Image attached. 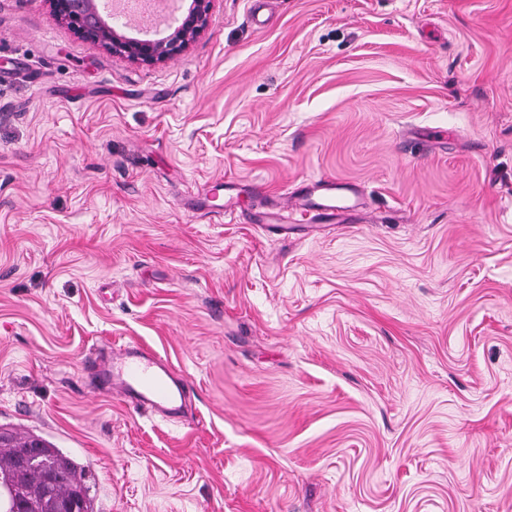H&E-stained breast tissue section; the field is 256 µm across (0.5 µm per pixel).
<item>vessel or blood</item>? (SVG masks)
Returning <instances> with one entry per match:
<instances>
[{
    "label": "vessel or blood",
    "instance_id": "1",
    "mask_svg": "<svg viewBox=\"0 0 512 512\" xmlns=\"http://www.w3.org/2000/svg\"><path fill=\"white\" fill-rule=\"evenodd\" d=\"M322 198L309 201L310 219L322 223L342 215L336 206V183L322 181ZM94 388L97 392L120 396L130 405L147 409L164 418L179 417L193 386L174 374L154 352L137 344L112 352L97 360Z\"/></svg>",
    "mask_w": 512,
    "mask_h": 512
}]
</instances>
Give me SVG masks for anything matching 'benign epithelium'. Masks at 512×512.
I'll list each match as a JSON object with an SVG mask.
<instances>
[{"mask_svg":"<svg viewBox=\"0 0 512 512\" xmlns=\"http://www.w3.org/2000/svg\"><path fill=\"white\" fill-rule=\"evenodd\" d=\"M212 0H189L177 25L154 38L136 35L128 21L112 16L107 0H48L57 21L80 37L135 64L159 65L186 52L207 30Z\"/></svg>","mask_w":512,"mask_h":512,"instance_id":"1","label":"benign epithelium"}]
</instances>
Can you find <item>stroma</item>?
<instances>
[{
	"label": "stroma",
	"mask_w": 512,
	"mask_h": 512,
	"mask_svg": "<svg viewBox=\"0 0 512 512\" xmlns=\"http://www.w3.org/2000/svg\"><path fill=\"white\" fill-rule=\"evenodd\" d=\"M132 343L180 419L94 393ZM0 426L94 512H512V0H213L160 65L0 0ZM336 187L335 180H321L319 191H322V198L320 202L313 199L308 200V210L313 213L309 216L308 220L314 221L315 223H322L329 220L336 219V216L342 215V213L350 206H336L333 201L336 200Z\"/></svg>",
	"instance_id": "1"
}]
</instances>
